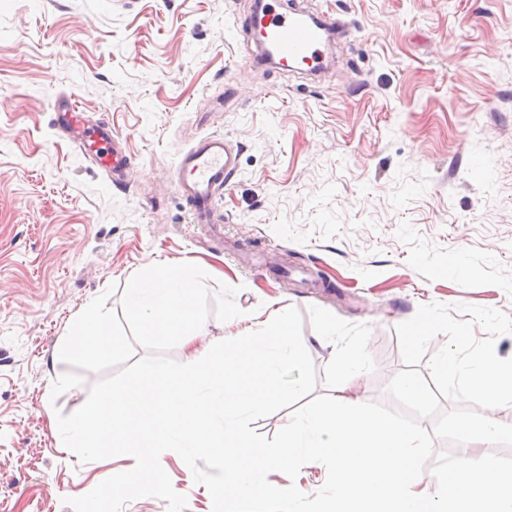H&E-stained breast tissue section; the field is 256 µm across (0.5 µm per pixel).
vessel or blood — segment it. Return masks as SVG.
<instances>
[{
  "mask_svg": "<svg viewBox=\"0 0 512 512\" xmlns=\"http://www.w3.org/2000/svg\"><path fill=\"white\" fill-rule=\"evenodd\" d=\"M266 40L273 45L284 66L318 69L323 60L322 34L316 27L302 22L296 12H282L267 5ZM64 125L70 140L91 157L98 166L122 176L132 161L107 128L86 127L80 113L67 114ZM236 172L232 149L223 134L210 133L183 151L177 163L176 187L186 201L195 223L219 224L214 200Z\"/></svg>",
  "mask_w": 512,
  "mask_h": 512,
  "instance_id": "obj_1",
  "label": "vessel or blood"
}]
</instances>
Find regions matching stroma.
I'll return each mask as SVG.
<instances>
[{
  "label": "stroma",
  "instance_id": "35a3bbf8",
  "mask_svg": "<svg viewBox=\"0 0 512 512\" xmlns=\"http://www.w3.org/2000/svg\"><path fill=\"white\" fill-rule=\"evenodd\" d=\"M344 25L317 76L257 68L253 0H0V512H72L68 497L130 470L61 446L102 380L51 399L58 356L96 297L120 310L150 265L206 264L239 317H209L207 353L267 306L327 309L371 328L354 393L393 406L396 326L438 302L512 315V0H298ZM109 126L126 183L58 128L68 101ZM227 136L224 238L179 196V154ZM185 512L208 489L160 458Z\"/></svg>",
  "mask_w": 512,
  "mask_h": 512
}]
</instances>
